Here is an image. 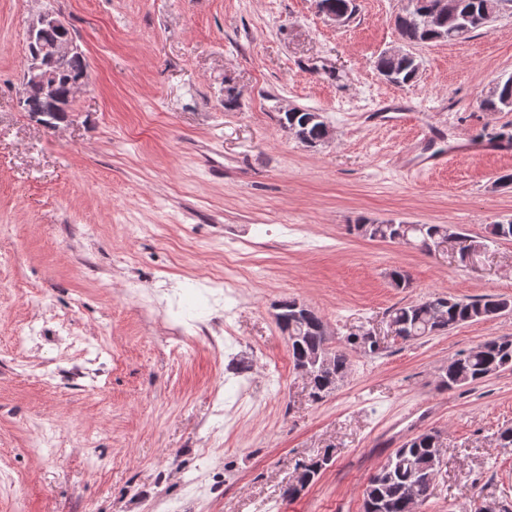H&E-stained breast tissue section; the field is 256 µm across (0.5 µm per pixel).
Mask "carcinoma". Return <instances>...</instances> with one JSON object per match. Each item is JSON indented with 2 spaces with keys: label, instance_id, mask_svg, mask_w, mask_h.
I'll return each instance as SVG.
<instances>
[{
  "label": "carcinoma",
  "instance_id": "cac0c4a2",
  "mask_svg": "<svg viewBox=\"0 0 512 512\" xmlns=\"http://www.w3.org/2000/svg\"><path fill=\"white\" fill-rule=\"evenodd\" d=\"M512 0H454L446 12L437 13L438 0H409L408 6L393 19L394 28L408 47L431 42L455 43L472 38L480 30H489L488 18L499 13L505 2ZM377 70L386 81L405 86L414 81L419 71L412 54L394 58L383 54ZM87 76L83 57L68 62L55 73L63 99L73 97L75 83ZM23 99L20 107L31 117L46 110L39 83L22 82ZM488 112L512 111V75L498 81L481 101ZM278 125L299 142L315 147L323 143L325 128L317 115L305 109H290L277 116ZM362 237L390 242L414 244L421 251L432 253V247L444 238L453 237L462 243L460 258L477 242L446 224H403L363 221L354 225ZM512 310V300L501 296L477 299H456L434 295L426 299L396 306L387 311L391 325L405 342L448 332L457 326L494 318ZM276 320L287 333L293 361L298 363L313 352H323L328 344L322 318L309 307L294 299L280 302ZM350 349L334 348L329 363L310 369L311 397L318 401L329 394L328 386L337 375L347 371L349 351L373 354L379 344L371 336L354 335L348 339ZM512 369V339L499 337L458 355L439 374L440 384L452 389L481 382L497 372ZM439 432L430 430L418 434L396 449L370 478L363 491L364 512H417L418 505L428 498V485L436 471L434 458Z\"/></svg>",
  "mask_w": 512,
  "mask_h": 512
}]
</instances>
